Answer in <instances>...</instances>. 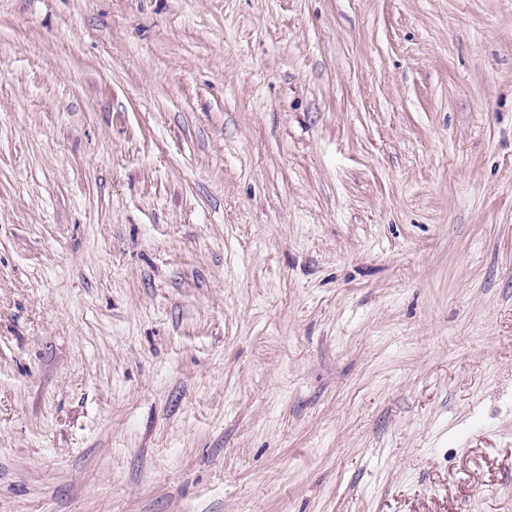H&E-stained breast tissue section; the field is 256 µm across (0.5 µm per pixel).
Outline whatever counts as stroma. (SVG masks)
<instances>
[{
	"label": "stroma",
	"mask_w": 512,
	"mask_h": 512,
	"mask_svg": "<svg viewBox=\"0 0 512 512\" xmlns=\"http://www.w3.org/2000/svg\"><path fill=\"white\" fill-rule=\"evenodd\" d=\"M0 512H512V0H0Z\"/></svg>",
	"instance_id": "obj_1"
}]
</instances>
